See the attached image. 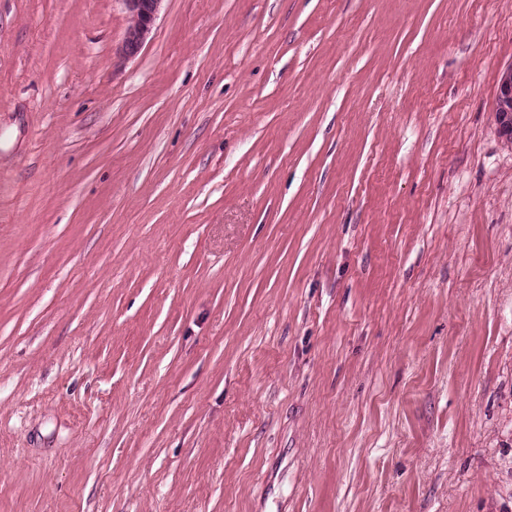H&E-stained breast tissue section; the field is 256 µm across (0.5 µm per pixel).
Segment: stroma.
Wrapping results in <instances>:
<instances>
[{
  "label": "stroma",
  "mask_w": 512,
  "mask_h": 512,
  "mask_svg": "<svg viewBox=\"0 0 512 512\" xmlns=\"http://www.w3.org/2000/svg\"><path fill=\"white\" fill-rule=\"evenodd\" d=\"M0 0V512H512V0ZM163 0H123L128 13V25L121 44V54L135 57L145 45L156 21ZM512 66L505 69L503 77L500 80L497 100L500 102V113H499V128L502 132H506L511 135L512 131V108L511 110L507 105L511 102L512 104Z\"/></svg>",
  "instance_id": "35a3bbf8"
}]
</instances>
